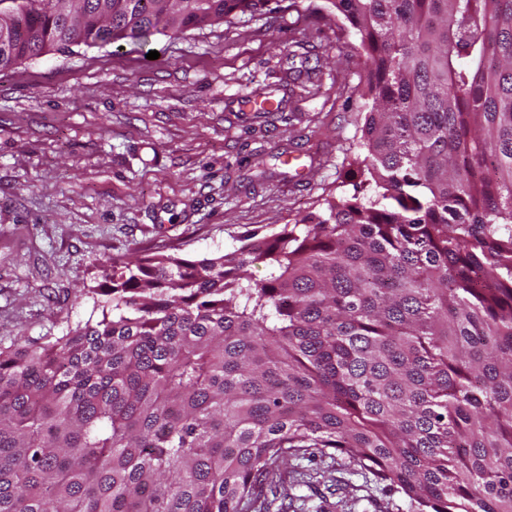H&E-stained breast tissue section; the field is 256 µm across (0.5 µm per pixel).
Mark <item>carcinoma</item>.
Here are the masks:
<instances>
[{"instance_id": "cac0c4a2", "label": "carcinoma", "mask_w": 512, "mask_h": 512, "mask_svg": "<svg viewBox=\"0 0 512 512\" xmlns=\"http://www.w3.org/2000/svg\"><path fill=\"white\" fill-rule=\"evenodd\" d=\"M49 2L9 0L1 72L271 0ZM330 4L368 65L372 195L109 258L99 320L0 345V512H270L290 459L336 454L415 512H512V0Z\"/></svg>"}]
</instances>
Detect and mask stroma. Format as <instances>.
Listing matches in <instances>:
<instances>
[{"label": "stroma", "instance_id": "1", "mask_svg": "<svg viewBox=\"0 0 512 512\" xmlns=\"http://www.w3.org/2000/svg\"><path fill=\"white\" fill-rule=\"evenodd\" d=\"M289 3L0 73V343L100 318L87 291L104 258L224 254L363 196L360 37L328 0ZM313 467L285 484L288 512H413L342 457Z\"/></svg>", "mask_w": 512, "mask_h": 512}]
</instances>
